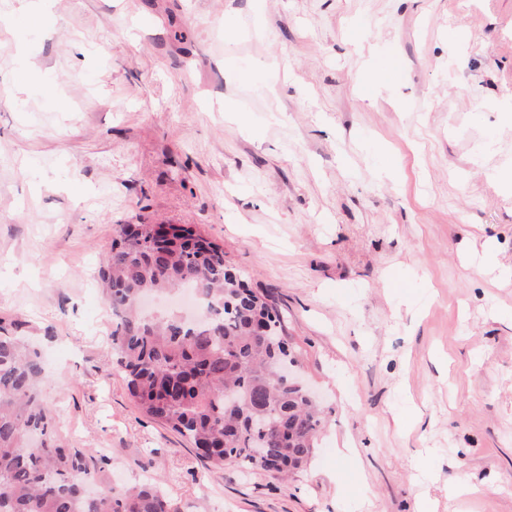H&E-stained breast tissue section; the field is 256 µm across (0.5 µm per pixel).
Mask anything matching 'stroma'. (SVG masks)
<instances>
[{
    "instance_id": "stroma-1",
    "label": "stroma",
    "mask_w": 512,
    "mask_h": 512,
    "mask_svg": "<svg viewBox=\"0 0 512 512\" xmlns=\"http://www.w3.org/2000/svg\"><path fill=\"white\" fill-rule=\"evenodd\" d=\"M51 10L0 0V317L39 344L58 431L106 454L93 491L512 512V0ZM141 222L192 225L275 298L324 407L293 479L210 466L113 369L98 270Z\"/></svg>"
}]
</instances>
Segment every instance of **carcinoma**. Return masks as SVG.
<instances>
[{
  "mask_svg": "<svg viewBox=\"0 0 512 512\" xmlns=\"http://www.w3.org/2000/svg\"><path fill=\"white\" fill-rule=\"evenodd\" d=\"M99 270L112 311L114 368L141 412L191 443L213 467L233 462L285 478L314 454L323 418L285 373L296 362L272 297L224 263V249L188 225L119 224ZM195 289L201 321L147 316L142 297ZM0 321V512H177L156 482L91 496L108 460L56 431L42 397L45 368Z\"/></svg>",
  "mask_w": 512,
  "mask_h": 512,
  "instance_id": "carcinoma-1",
  "label": "carcinoma"
}]
</instances>
